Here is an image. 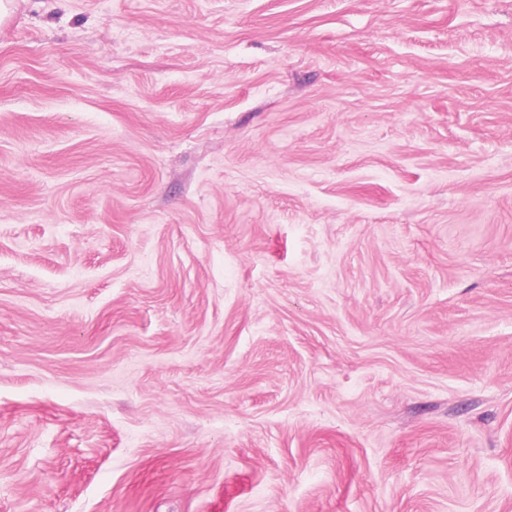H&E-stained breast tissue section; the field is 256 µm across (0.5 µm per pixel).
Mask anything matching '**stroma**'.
Returning <instances> with one entry per match:
<instances>
[{"mask_svg": "<svg viewBox=\"0 0 512 512\" xmlns=\"http://www.w3.org/2000/svg\"><path fill=\"white\" fill-rule=\"evenodd\" d=\"M0 512H512V0H13Z\"/></svg>", "mask_w": 512, "mask_h": 512, "instance_id": "obj_1", "label": "stroma"}]
</instances>
